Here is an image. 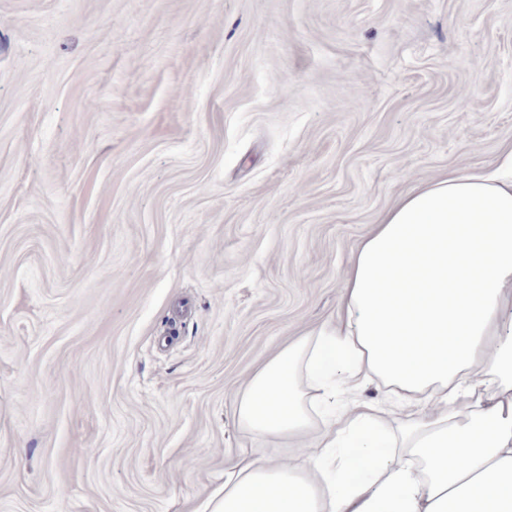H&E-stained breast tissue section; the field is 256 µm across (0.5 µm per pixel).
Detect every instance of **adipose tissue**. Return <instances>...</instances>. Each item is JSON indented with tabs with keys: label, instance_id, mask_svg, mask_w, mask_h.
<instances>
[{
	"label": "adipose tissue",
	"instance_id": "obj_1",
	"mask_svg": "<svg viewBox=\"0 0 512 512\" xmlns=\"http://www.w3.org/2000/svg\"><path fill=\"white\" fill-rule=\"evenodd\" d=\"M370 384L395 413L360 399ZM236 404L303 453L241 457L209 512H512V154L400 196L352 251L335 318Z\"/></svg>",
	"mask_w": 512,
	"mask_h": 512
}]
</instances>
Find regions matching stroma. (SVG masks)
Instances as JSON below:
<instances>
[{"instance_id": "35a3bbf8", "label": "stroma", "mask_w": 512, "mask_h": 512, "mask_svg": "<svg viewBox=\"0 0 512 512\" xmlns=\"http://www.w3.org/2000/svg\"><path fill=\"white\" fill-rule=\"evenodd\" d=\"M510 151L512 0H0V512L294 455L238 393L399 196Z\"/></svg>"}]
</instances>
